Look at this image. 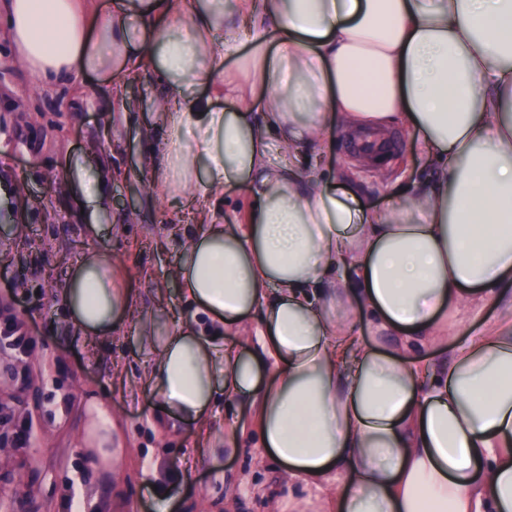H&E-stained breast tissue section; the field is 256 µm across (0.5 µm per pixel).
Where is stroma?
Returning a JSON list of instances; mask_svg holds the SVG:
<instances>
[{
	"label": "stroma",
	"instance_id": "1",
	"mask_svg": "<svg viewBox=\"0 0 512 512\" xmlns=\"http://www.w3.org/2000/svg\"><path fill=\"white\" fill-rule=\"evenodd\" d=\"M138 95L112 99V82L90 73L76 83L41 91L0 34V330L18 324L34 338L26 350L0 345V512H153L154 465L185 475L177 512H271L288 477L261 459L256 410L224 419L216 403L206 422L160 430L159 399L146 383L154 355L141 337L121 330L94 340L72 321L60 289L88 248L119 264L144 318L173 324L191 314L171 272L198 230L159 199L144 164V144L163 133L153 110L152 73ZM101 160L111 205L102 215L81 212L73 163ZM431 165L418 141L394 127L386 159L367 158L359 139L335 129L321 167L343 179L371 212L393 191L411 190ZM500 308L488 300L449 315L439 331L448 349L483 335ZM110 411L114 472L103 471L82 447L86 408ZM30 430L16 444L19 426ZM237 431L236 449L212 467L199 432Z\"/></svg>",
	"mask_w": 512,
	"mask_h": 512
}]
</instances>
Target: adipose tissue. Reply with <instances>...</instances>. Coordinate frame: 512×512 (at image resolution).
I'll use <instances>...</instances> for the list:
<instances>
[{"instance_id": "1", "label": "adipose tissue", "mask_w": 512, "mask_h": 512, "mask_svg": "<svg viewBox=\"0 0 512 512\" xmlns=\"http://www.w3.org/2000/svg\"><path fill=\"white\" fill-rule=\"evenodd\" d=\"M83 2L0 0L16 61L42 88L99 72L118 95L152 70V186L211 215L172 273L191 323L147 338L157 426L204 421L220 393L258 405L262 455L288 475L274 512H512V313L434 357L449 310L512 279V0H114L95 27ZM398 122L434 175L382 211L302 163L336 126L381 143ZM116 270L90 252L62 290L90 338L142 321ZM88 415L111 469L109 414Z\"/></svg>"}]
</instances>
